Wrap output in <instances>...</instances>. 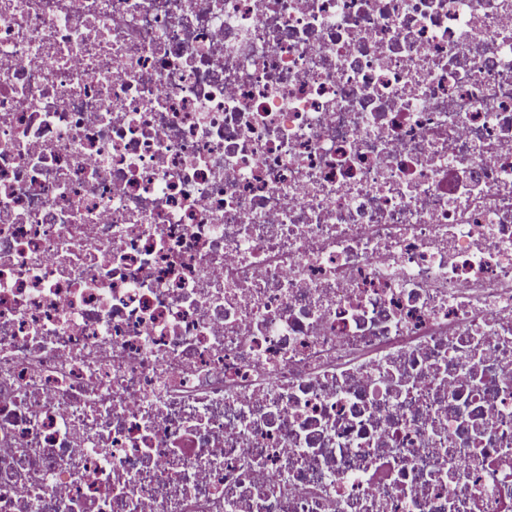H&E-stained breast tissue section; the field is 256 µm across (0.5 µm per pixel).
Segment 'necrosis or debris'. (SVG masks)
Masks as SVG:
<instances>
[{"label":"necrosis or debris","mask_w":512,"mask_h":512,"mask_svg":"<svg viewBox=\"0 0 512 512\" xmlns=\"http://www.w3.org/2000/svg\"><path fill=\"white\" fill-rule=\"evenodd\" d=\"M0 512H512V0H0Z\"/></svg>","instance_id":"4bbe7bcc"}]
</instances>
